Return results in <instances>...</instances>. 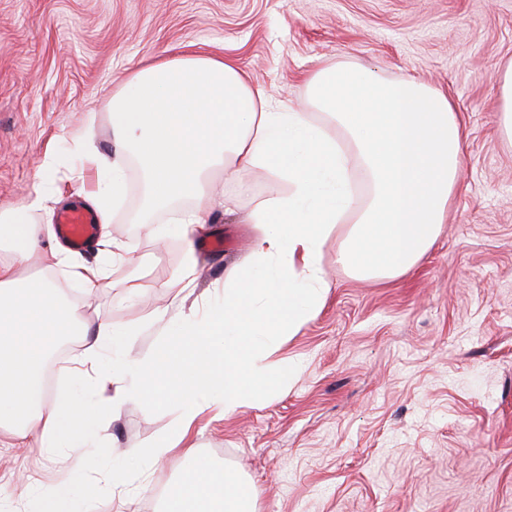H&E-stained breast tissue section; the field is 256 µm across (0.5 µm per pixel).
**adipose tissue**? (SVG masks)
<instances>
[{
  "mask_svg": "<svg viewBox=\"0 0 512 512\" xmlns=\"http://www.w3.org/2000/svg\"><path fill=\"white\" fill-rule=\"evenodd\" d=\"M308 106L274 103L238 61L186 53L131 70L112 91L114 153L86 150L98 178L88 198L99 214L126 191L123 169L135 162L142 208L138 220L171 211L184 243L175 272L190 286L198 261L195 232L210 220L214 176L233 182L244 170L269 177L251 209L255 224L248 265L224 272V298L166 321L165 339L149 360L127 357L132 327L109 321L89 327L80 303L45 278L21 271L52 235L35 219L44 194L0 214V431L37 429L50 454L98 446L97 426L131 402L182 403L164 444L128 448L103 482L65 478L27 503L28 512H127L130 486L146 464L180 452L186 470L167 496L166 512H258L253 487L237 474L199 466L190 441L196 417L216 408L232 414L261 393L287 392L293 362L269 365L273 343L319 312L329 283L321 269L324 241L344 233L342 268L395 278L432 247L455 197L464 134L447 93L410 76L384 77L353 61H328L305 80ZM362 178L365 191L354 180ZM193 199V207L180 208ZM102 245L110 243L102 232ZM70 250L50 254L91 295L113 286L109 250L95 266L72 263ZM84 336V366L71 386L49 394L42 371L54 342ZM112 367L116 387L105 404L90 397L92 375Z\"/></svg>",
  "mask_w": 512,
  "mask_h": 512,
  "instance_id": "adipose-tissue-1",
  "label": "adipose tissue"
}]
</instances>
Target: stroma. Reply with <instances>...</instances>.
<instances>
[{
	"instance_id": "1",
	"label": "stroma",
	"mask_w": 512,
	"mask_h": 512,
	"mask_svg": "<svg viewBox=\"0 0 512 512\" xmlns=\"http://www.w3.org/2000/svg\"><path fill=\"white\" fill-rule=\"evenodd\" d=\"M185 47L238 60L269 97L306 96L322 62L351 60L385 76L409 75L448 93L465 132L461 187L431 250L406 274L359 279L336 264L339 237L322 248L330 287L318 314L277 351L299 365L288 392L260 396L231 415L200 416L192 436L202 462L253 486L258 512H512V148L497 136L495 75L512 58V0H0V211L50 195L49 221L81 203L74 171L83 140L108 153L112 90L138 66ZM56 170L35 174L44 153ZM110 224L128 262L114 288L87 295L49 265L58 238H43L25 274L51 277L80 299L91 321L137 326L130 356L149 358L163 334L152 316L179 312L170 280L183 244L169 213L160 240L133 223L137 172ZM235 212L212 205L203 239L233 236L219 253L198 252L193 300H218L225 266L245 261L267 191L264 172L214 179ZM135 281L136 296L125 284ZM85 348L55 346L46 386H63ZM181 409L126 405L100 427L101 444L80 475L135 446L156 447ZM75 452L49 459L32 436L0 439V483L15 502L48 489ZM185 463L149 467L132 512H164Z\"/></svg>"
}]
</instances>
